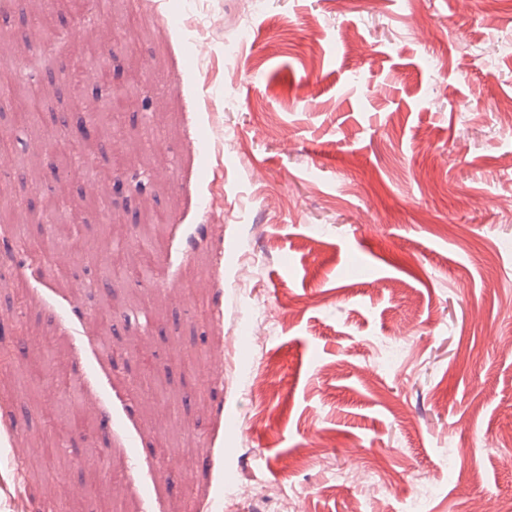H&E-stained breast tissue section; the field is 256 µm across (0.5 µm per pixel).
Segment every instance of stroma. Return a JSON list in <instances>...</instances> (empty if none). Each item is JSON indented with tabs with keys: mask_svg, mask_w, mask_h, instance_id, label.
<instances>
[{
	"mask_svg": "<svg viewBox=\"0 0 512 512\" xmlns=\"http://www.w3.org/2000/svg\"><path fill=\"white\" fill-rule=\"evenodd\" d=\"M204 14L214 30L167 28ZM512 0H112V17L52 0L37 38L0 21V80L57 38L24 157L91 148L101 182L119 166L145 194L91 199L81 173L31 170L41 197L8 208L33 241L66 194L92 251L57 278L0 259V326L51 337L39 389L0 369V512L24 482L34 512H472L512 492ZM114 51L113 86L149 111L65 136L71 56ZM111 223H104V213ZM159 217L153 282L102 288L113 230ZM83 306L81 318L71 311ZM239 425L227 430L224 417ZM456 451V469L448 467ZM123 455L101 472L87 458ZM391 484L368 495L361 476Z\"/></svg>",
	"mask_w": 512,
	"mask_h": 512,
	"instance_id": "obj_1",
	"label": "stroma"
}]
</instances>
